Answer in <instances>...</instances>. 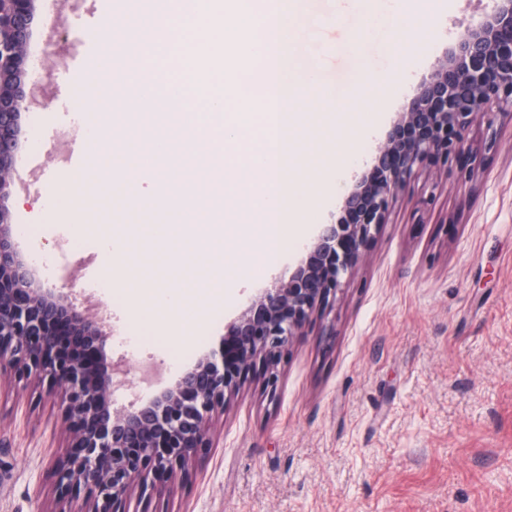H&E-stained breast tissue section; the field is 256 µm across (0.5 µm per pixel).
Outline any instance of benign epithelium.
<instances>
[{
    "label": "benign epithelium",
    "mask_w": 512,
    "mask_h": 512,
    "mask_svg": "<svg viewBox=\"0 0 512 512\" xmlns=\"http://www.w3.org/2000/svg\"><path fill=\"white\" fill-rule=\"evenodd\" d=\"M467 28L460 54L440 62L412 90L385 142L353 175L340 217L300 245L288 276L272 278L228 326L219 350L201 355L175 381L127 402L123 361H110L112 331L79 312L71 292L41 287L35 264L16 245L0 205V369L18 380L48 379L62 395L70 440L55 462V508L125 512L134 483L144 497L170 491L176 476L210 447L208 425L248 378L265 369L275 394L276 367L315 315L336 301L345 275L388 223L411 180L429 167L456 164L460 180L474 175L466 156L479 117H512V0H491ZM33 0H0V187L16 163L20 110L28 94L18 75Z\"/></svg>",
    "instance_id": "benign-epithelium-1"
}]
</instances>
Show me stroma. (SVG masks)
I'll return each mask as SVG.
<instances>
[{
    "label": "stroma",
    "instance_id": "1",
    "mask_svg": "<svg viewBox=\"0 0 512 512\" xmlns=\"http://www.w3.org/2000/svg\"><path fill=\"white\" fill-rule=\"evenodd\" d=\"M34 0L22 69L31 90L17 136L21 162L4 203L16 243L37 259L42 287L74 282L79 311L114 334L110 358L128 377L154 365L160 386L203 352L274 275L294 266L300 241L334 222L352 175L405 111L413 87L455 50L488 0H449L433 22L397 0H305L291 39L299 67L345 107L297 129L288 170L300 224L277 264L259 274L250 250L218 265L223 298L185 294L176 212L152 204L149 183L89 187L61 212L47 193L72 160L100 167L94 135L105 121L86 55L98 53L111 0ZM63 26H52L57 14ZM403 41V55H389ZM376 86L361 89L363 77ZM378 113L373 130L357 115ZM477 175L458 185L431 166L412 181L336 302L306 325L278 366L276 397L251 376L214 415L210 453L165 497L132 491L126 512H512V120L477 121ZM68 441L59 396L45 382L0 375V512H50L51 459Z\"/></svg>",
    "mask_w": 512,
    "mask_h": 512
}]
</instances>
